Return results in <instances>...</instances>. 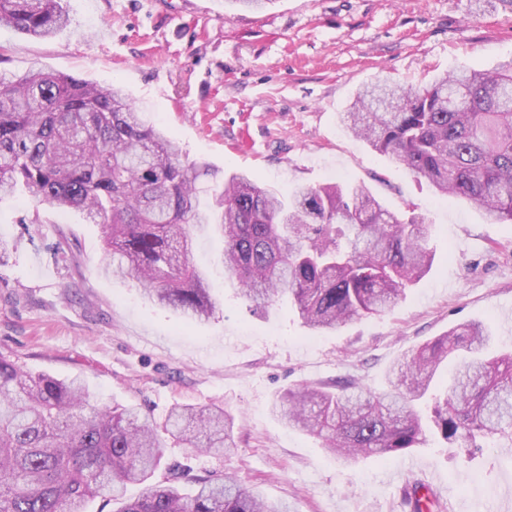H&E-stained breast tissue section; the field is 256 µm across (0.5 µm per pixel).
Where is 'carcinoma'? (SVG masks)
I'll list each match as a JSON object with an SVG mask.
<instances>
[{
    "label": "carcinoma",
    "mask_w": 512,
    "mask_h": 512,
    "mask_svg": "<svg viewBox=\"0 0 512 512\" xmlns=\"http://www.w3.org/2000/svg\"><path fill=\"white\" fill-rule=\"evenodd\" d=\"M60 0H0V26L48 38L68 25ZM372 150L390 155L442 195L464 197L512 223V61L492 71L454 70L424 87L384 81L359 91L340 116ZM204 163L181 158L118 86L32 70L0 73V196L83 210L100 219L111 261L148 298L204 321L216 306L204 271L190 264L197 234L223 242L222 263L257 308L283 298L312 332L380 315L432 264L430 225L389 210L363 184L297 187L284 197L236 174L200 199ZM480 322L459 324L394 363L386 390L299 384L273 411L321 441L344 464L398 457L425 441L417 403L445 441L512 440V353L485 357ZM451 369V384L437 379ZM222 408L177 407L164 431L199 452L232 448ZM164 445L134 406L91 400L79 378L32 373L0 356V512H287L231 476L196 479L176 468L156 477ZM129 484L141 493L125 498Z\"/></svg>",
    "instance_id": "cac0c4a2"
}]
</instances>
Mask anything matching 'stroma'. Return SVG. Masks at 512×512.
Segmentation results:
<instances>
[{
  "mask_svg": "<svg viewBox=\"0 0 512 512\" xmlns=\"http://www.w3.org/2000/svg\"><path fill=\"white\" fill-rule=\"evenodd\" d=\"M70 24L34 38L0 26V71L39 67L122 87L216 186L235 173L284 193L362 183L389 209L431 224L433 263L380 316L311 335L288 301L253 309L200 237L193 260L218 303L196 323L149 301L132 278L103 274L99 224L74 208L0 200V355L34 373L81 377L94 400L164 423L178 405L218 406L234 446L198 454L167 443L164 465L237 478L289 512H411L425 484L433 512H512V452L479 451L435 431L394 460L343 468L320 440L285 427L272 404L287 388L356 379L371 392L405 354L469 321L512 348V224L441 196L372 151L339 116L377 76L421 87L459 67L512 59V0H274L260 12L225 0H62ZM64 243L57 252L56 243Z\"/></svg>",
  "mask_w": 512,
  "mask_h": 512,
  "instance_id": "35a3bbf8",
  "label": "stroma"
}]
</instances>
